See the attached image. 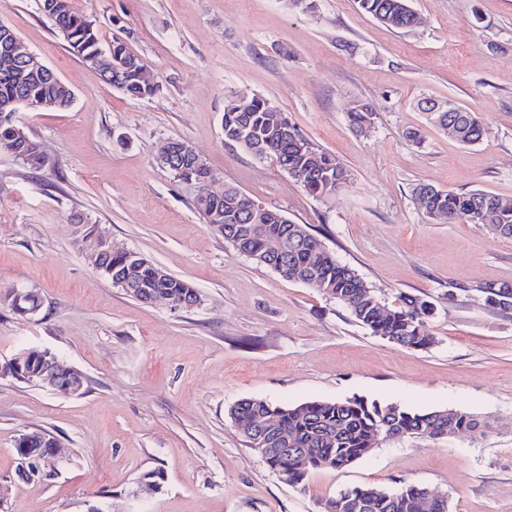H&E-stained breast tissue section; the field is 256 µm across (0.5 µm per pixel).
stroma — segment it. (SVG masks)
Masks as SVG:
<instances>
[{
	"mask_svg": "<svg viewBox=\"0 0 512 512\" xmlns=\"http://www.w3.org/2000/svg\"><path fill=\"white\" fill-rule=\"evenodd\" d=\"M70 2L102 44L124 41L160 91L127 97L70 52L40 0H0V21L74 94L67 109L17 115L46 167L0 152V287L42 300L26 320L0 304V361L48 349L85 377L72 397L0 377V512H320L344 489L407 484L447 496L448 512H512V310L482 293L512 286V242L430 217L414 194L424 182L512 200V0H412L409 30L355 0ZM230 96L278 106L348 183L315 198L274 159L225 142ZM424 98L476 113L482 141L463 146L433 127ZM358 104L373 110L365 133L348 118ZM172 139L206 157L214 188L307 225L385 303L434 302L435 344L373 335L336 300L236 253L196 211L193 188L159 164ZM82 223L188 281L200 306L173 311L114 287L76 245ZM352 397L466 411L488 426L389 440L299 489L228 416L244 398ZM36 429L56 438L58 457L22 481L14 442ZM151 470L164 483L143 500Z\"/></svg>",
	"mask_w": 512,
	"mask_h": 512,
	"instance_id": "35a3bbf8",
	"label": "stroma"
}]
</instances>
